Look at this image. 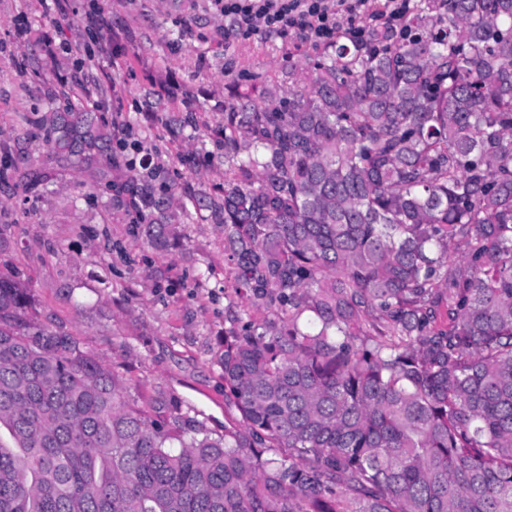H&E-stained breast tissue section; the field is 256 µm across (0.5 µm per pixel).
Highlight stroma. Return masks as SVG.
Returning a JSON list of instances; mask_svg holds the SVG:
<instances>
[{
  "label": "stroma",
  "instance_id": "stroma-1",
  "mask_svg": "<svg viewBox=\"0 0 512 512\" xmlns=\"http://www.w3.org/2000/svg\"><path fill=\"white\" fill-rule=\"evenodd\" d=\"M104 16L91 28L93 13ZM289 35L236 34L211 0H0V171L17 143L36 149L32 125L58 83L74 87L120 138L133 126L168 183L212 191L224 153L210 136L225 86L282 78L289 54H314ZM198 128L173 138L171 110ZM110 190L84 191L66 176L52 196L23 202L0 192V273L25 283L29 313L63 327L121 378L127 398L176 404L213 433L236 418L224 403V330L240 303L224 259V227L192 203L165 247L148 244Z\"/></svg>",
  "mask_w": 512,
  "mask_h": 512
}]
</instances>
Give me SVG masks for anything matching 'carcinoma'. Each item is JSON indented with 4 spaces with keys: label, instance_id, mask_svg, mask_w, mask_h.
<instances>
[{
    "label": "carcinoma",
    "instance_id": "obj_1",
    "mask_svg": "<svg viewBox=\"0 0 512 512\" xmlns=\"http://www.w3.org/2000/svg\"><path fill=\"white\" fill-rule=\"evenodd\" d=\"M405 24L228 86L224 186L195 197L245 299L224 435L127 400L0 275V512H512V0H414ZM37 123L15 192L86 174L162 243L176 190L119 173L95 109Z\"/></svg>",
    "mask_w": 512,
    "mask_h": 512
}]
</instances>
